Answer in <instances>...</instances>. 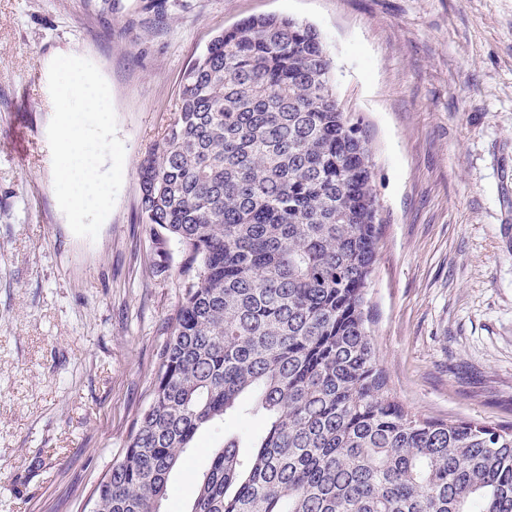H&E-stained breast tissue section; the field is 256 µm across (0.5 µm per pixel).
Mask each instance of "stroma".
<instances>
[{
	"label": "stroma",
	"mask_w": 512,
	"mask_h": 512,
	"mask_svg": "<svg viewBox=\"0 0 512 512\" xmlns=\"http://www.w3.org/2000/svg\"><path fill=\"white\" fill-rule=\"evenodd\" d=\"M281 15L316 28L336 96L376 166L369 288L391 393L424 417L512 426V0H0V512H77L151 399L190 282L154 264L137 167L186 67L224 28ZM94 63L125 146L96 239L53 185L51 61ZM202 429L161 512H189L225 431Z\"/></svg>",
	"instance_id": "1"
}]
</instances>
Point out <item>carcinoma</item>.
I'll return each mask as SVG.
<instances>
[{"label": "carcinoma", "instance_id": "1", "mask_svg": "<svg viewBox=\"0 0 512 512\" xmlns=\"http://www.w3.org/2000/svg\"><path fill=\"white\" fill-rule=\"evenodd\" d=\"M333 67L315 28L272 15L185 69L139 207L196 280L95 512H160L198 431L246 394L265 426L246 457L224 439L189 512H512V427L422 417L379 367L375 162Z\"/></svg>", "mask_w": 512, "mask_h": 512}]
</instances>
